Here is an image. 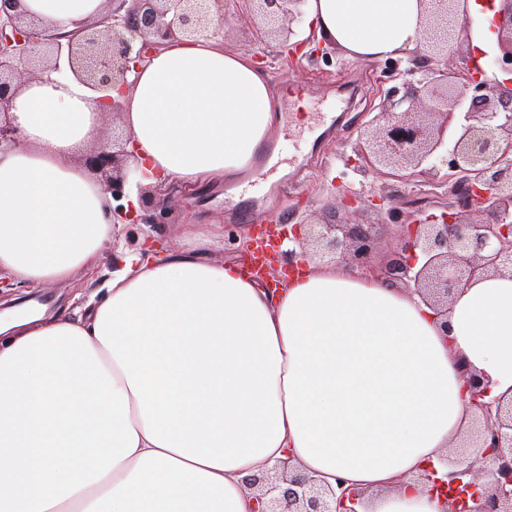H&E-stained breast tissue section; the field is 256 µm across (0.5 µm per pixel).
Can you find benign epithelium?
Instances as JSON below:
<instances>
[{
    "instance_id": "obj_1",
    "label": "benign epithelium",
    "mask_w": 512,
    "mask_h": 512,
    "mask_svg": "<svg viewBox=\"0 0 512 512\" xmlns=\"http://www.w3.org/2000/svg\"><path fill=\"white\" fill-rule=\"evenodd\" d=\"M106 15L67 34L52 33L27 20L18 0H0V153L22 142L8 110L21 77L41 79L60 71L66 58L70 72L94 92L103 109L123 110L119 95L127 73L153 50L181 35L189 39L211 36L212 16L224 0H106ZM495 18L497 50L489 61L493 78L474 59L457 54L458 43L471 36L474 19L461 0H428L423 33L424 65L400 69L394 61L388 81L404 79V93L384 92L381 112L360 135L362 167L401 182L425 177L443 189L433 197L412 201L409 221L400 225L398 243L381 269L374 266L379 242L372 225L351 223L335 216L332 223L306 222L290 238L288 264L314 256L343 264L359 273L401 285L417 294L441 320L448 335V305L463 288L482 279L512 277V0H500ZM259 20L261 30L278 39L280 57L290 68L303 61L327 57L324 46L301 53L315 42V34L301 41L293 24L302 22L305 0H242ZM421 74V78L412 76ZM118 96H113L112 92ZM123 149L103 143L90 150L83 164L112 192L124 196L135 179L122 164ZM395 200L386 193L365 199L362 192L343 194V204L364 201L379 209ZM143 210L161 201L158 188L139 187ZM440 213H434V210ZM473 398L482 382L469 368H460ZM481 417L459 439L469 452L441 474L431 467L423 479L439 491L442 512H512V399L478 404ZM257 503L253 512H358L364 491L336 479V488L296 474L290 462L245 478Z\"/></svg>"
}]
</instances>
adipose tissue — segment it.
<instances>
[{"label": "adipose tissue", "mask_w": 512, "mask_h": 512, "mask_svg": "<svg viewBox=\"0 0 512 512\" xmlns=\"http://www.w3.org/2000/svg\"><path fill=\"white\" fill-rule=\"evenodd\" d=\"M424 0H307L306 23L347 57L414 49ZM105 0H20L59 33ZM123 122L143 185L235 177L276 119L268 75L214 39L178 40L127 75ZM22 145L0 154V278L37 287L114 248L87 317L0 327V512H252L246 477L292 459L366 492L365 512H440L418 483L476 408L512 397V278L456 295L447 330L416 294L342 268L278 289L188 248H125L112 203L75 159L104 115L71 73L21 84Z\"/></svg>", "instance_id": "ef3b65f1"}]
</instances>
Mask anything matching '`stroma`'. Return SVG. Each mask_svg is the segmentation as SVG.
Listing matches in <instances>:
<instances>
[{"instance_id":"stroma-1","label":"stroma","mask_w":512,"mask_h":512,"mask_svg":"<svg viewBox=\"0 0 512 512\" xmlns=\"http://www.w3.org/2000/svg\"><path fill=\"white\" fill-rule=\"evenodd\" d=\"M219 37L226 51L247 57L262 55L267 60L265 70L271 78L278 121L262 141V149L270 150L290 133L313 124L318 127L319 139L305 141L294 158L272 153L270 161L277 171L254 191L247 188L254 175L250 168L237 179L217 177L193 192L174 186V209L165 223L122 225L120 233L129 246H139L146 239L181 246L184 225L193 224L210 241L207 258L235 261L239 255L232 237L251 233L259 223L289 226L305 216L318 222L331 221L341 200L334 182L378 193L397 188L400 198L395 205L403 217L409 213V200L434 192L427 179H420L415 186H397L388 177L357 166L360 131L379 112L381 99L368 86L357 87L353 81L360 76L381 78L387 59L361 62L334 48L329 59L320 58L301 70H290L279 60L278 41L258 38L256 25L239 0H224ZM111 276L112 259L107 256L95 273L80 271L69 281L48 283L30 289L29 294L43 301L47 317L52 318L73 298L84 303L101 300Z\"/></svg>"}]
</instances>
